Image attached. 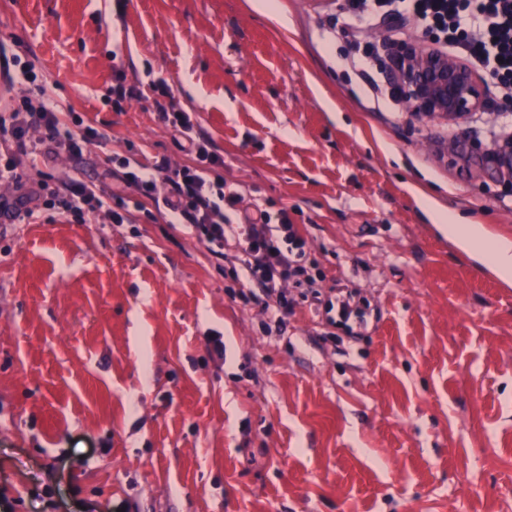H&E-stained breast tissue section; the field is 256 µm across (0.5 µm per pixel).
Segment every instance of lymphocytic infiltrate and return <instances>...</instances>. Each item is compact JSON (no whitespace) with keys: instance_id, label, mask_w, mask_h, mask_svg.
<instances>
[{"instance_id":"lymphocytic-infiltrate-1","label":"lymphocytic infiltrate","mask_w":512,"mask_h":512,"mask_svg":"<svg viewBox=\"0 0 512 512\" xmlns=\"http://www.w3.org/2000/svg\"><path fill=\"white\" fill-rule=\"evenodd\" d=\"M341 10L348 19L353 66L365 68L379 61L378 47L369 34L378 19L389 14L435 42L488 62L490 76L502 93L501 109L512 112V0H344ZM0 78L11 86L19 80L26 84L0 114V181L15 184L20 191L13 201L0 202V216L27 221L55 207L80 222L100 215L121 224L130 218L125 211V196L130 193L150 201L171 223L190 227L199 241L219 248L233 243L246 277L237 291L243 304L264 305L283 318L298 304L288 295V287L313 288L306 267V241L287 210L272 213L258 207L244 213L239 226H232L226 211L236 208L242 198L226 188L223 157L209 142L191 139L192 119L175 108L168 84L155 83L156 107L173 138L185 139V150L194 155V163L145 165L136 155L123 157L111 171L117 188L109 192L77 177L52 185L31 177L36 159L49 162L63 154L83 155L98 141L99 133L82 121L62 120L43 87L36 85L30 68L13 75L11 61L5 58L0 60ZM109 198L115 200V208L106 207Z\"/></svg>"}]
</instances>
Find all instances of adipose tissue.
<instances>
[{"instance_id": "adipose-tissue-1", "label": "adipose tissue", "mask_w": 512, "mask_h": 512, "mask_svg": "<svg viewBox=\"0 0 512 512\" xmlns=\"http://www.w3.org/2000/svg\"><path fill=\"white\" fill-rule=\"evenodd\" d=\"M429 209L438 223L447 225L449 236L464 252L477 257L492 273L507 280L512 278V241L481 236L470 225L458 223L454 214L437 204H430Z\"/></svg>"}]
</instances>
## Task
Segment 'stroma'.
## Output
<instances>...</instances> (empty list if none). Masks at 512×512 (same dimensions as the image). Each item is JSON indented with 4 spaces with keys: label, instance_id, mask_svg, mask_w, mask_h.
Segmentation results:
<instances>
[{
    "label": "stroma",
    "instance_id": "stroma-1",
    "mask_svg": "<svg viewBox=\"0 0 512 512\" xmlns=\"http://www.w3.org/2000/svg\"><path fill=\"white\" fill-rule=\"evenodd\" d=\"M253 2L0 0V53L103 135L37 168L189 163L166 81L243 206L287 207L362 316L276 321L233 298V246L143 210L0 223V512H512V288L424 207L512 239V185L468 154L512 115L417 119L351 66L337 0Z\"/></svg>",
    "mask_w": 512,
    "mask_h": 512
}]
</instances>
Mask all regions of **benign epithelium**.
<instances>
[{
	"instance_id": "benign-epithelium-1",
	"label": "benign epithelium",
	"mask_w": 512,
	"mask_h": 512,
	"mask_svg": "<svg viewBox=\"0 0 512 512\" xmlns=\"http://www.w3.org/2000/svg\"><path fill=\"white\" fill-rule=\"evenodd\" d=\"M384 52L387 79L416 116L456 124L487 108L485 78L465 59L416 40L390 42ZM474 150L489 160L494 174L512 182V137L490 150Z\"/></svg>"
}]
</instances>
